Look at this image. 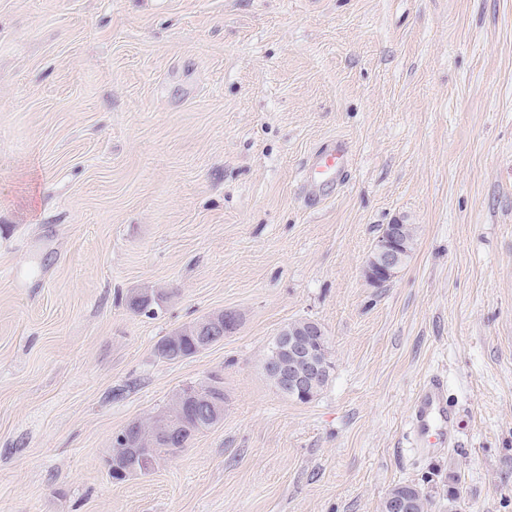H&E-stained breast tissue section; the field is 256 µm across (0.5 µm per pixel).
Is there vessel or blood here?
I'll return each instance as SVG.
<instances>
[{
	"instance_id": "vessel-or-blood-1",
	"label": "vessel or blood",
	"mask_w": 512,
	"mask_h": 512,
	"mask_svg": "<svg viewBox=\"0 0 512 512\" xmlns=\"http://www.w3.org/2000/svg\"><path fill=\"white\" fill-rule=\"evenodd\" d=\"M352 164L347 143L333 141L306 170L305 184L320 188L342 181ZM418 436L432 446L444 445L449 440L448 401L441 376L429 377L417 392L411 415Z\"/></svg>"
}]
</instances>
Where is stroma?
<instances>
[{
    "label": "stroma",
    "instance_id": "1",
    "mask_svg": "<svg viewBox=\"0 0 512 512\" xmlns=\"http://www.w3.org/2000/svg\"><path fill=\"white\" fill-rule=\"evenodd\" d=\"M221 310L223 342L158 357ZM302 318L334 364L307 403L263 368ZM214 375L223 420L112 479L115 433ZM398 482L512 512V0H0V512H380ZM352 164L349 146L342 140L333 141L306 170L305 184L320 188L342 181ZM406 224H388L377 237L365 262L364 274L374 287H381L396 275L405 261L404 228ZM411 419L417 435L429 445L448 443V401L441 376L429 377L420 387Z\"/></svg>",
    "mask_w": 512,
    "mask_h": 512
}]
</instances>
